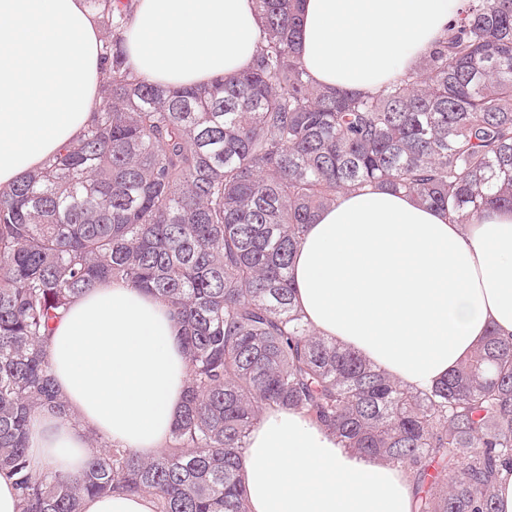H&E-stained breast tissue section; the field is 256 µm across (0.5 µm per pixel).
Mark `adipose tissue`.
I'll use <instances>...</instances> for the list:
<instances>
[{
    "instance_id": "ef3b65f1",
    "label": "adipose tissue",
    "mask_w": 512,
    "mask_h": 512,
    "mask_svg": "<svg viewBox=\"0 0 512 512\" xmlns=\"http://www.w3.org/2000/svg\"><path fill=\"white\" fill-rule=\"evenodd\" d=\"M459 6L300 0L298 56L318 84L374 92L416 67ZM259 28L254 0H134L126 48L150 82L197 86L249 68ZM100 53L85 0H0V188L80 139ZM291 280L316 332L425 390L488 332L512 339V209L459 224L401 193H344L308 225ZM180 333L161 297L121 282L74 298L46 346L69 415L33 417V473L81 476L95 435L145 458L165 448L188 380ZM242 481L249 512H413L410 474L288 409L251 432Z\"/></svg>"
}]
</instances>
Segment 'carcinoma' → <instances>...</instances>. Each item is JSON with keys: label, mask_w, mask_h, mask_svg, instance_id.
Returning a JSON list of instances; mask_svg holds the SVG:
<instances>
[{"label": "carcinoma", "mask_w": 512, "mask_h": 512, "mask_svg": "<svg viewBox=\"0 0 512 512\" xmlns=\"http://www.w3.org/2000/svg\"><path fill=\"white\" fill-rule=\"evenodd\" d=\"M88 3L106 32L94 120L0 189V472L20 512H82L114 492L151 496L156 512H248L244 451L275 407L406 469L413 512H497L512 474V341L491 333L430 390L403 387L303 321L290 266L318 212L368 183L461 224L512 207V0H463L419 67L375 94L310 81L298 0H256L250 68L199 87L134 76L130 3ZM106 280L163 297L181 324L183 409L152 458L94 437L83 476H37L30 417L67 414L46 343L72 299Z\"/></svg>", "instance_id": "obj_1"}]
</instances>
